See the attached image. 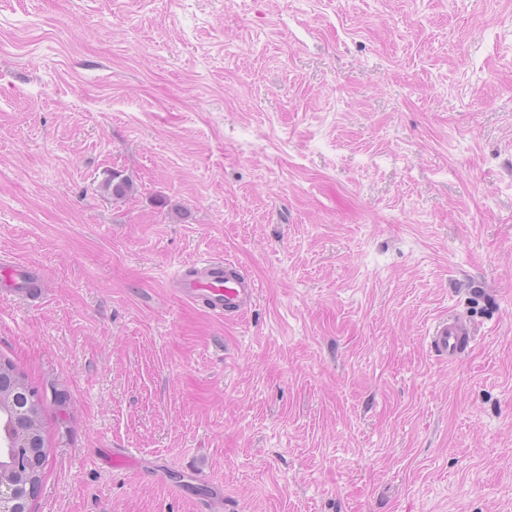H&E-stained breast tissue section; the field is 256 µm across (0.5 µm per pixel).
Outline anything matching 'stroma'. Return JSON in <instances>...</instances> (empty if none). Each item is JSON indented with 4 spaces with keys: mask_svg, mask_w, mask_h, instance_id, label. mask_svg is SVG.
Listing matches in <instances>:
<instances>
[{
    "mask_svg": "<svg viewBox=\"0 0 512 512\" xmlns=\"http://www.w3.org/2000/svg\"><path fill=\"white\" fill-rule=\"evenodd\" d=\"M1 253L35 512H512V0H0ZM33 275L32 271L23 266L13 265L6 259L0 262V288L2 291H9L10 295L38 297L42 294V289L38 294H31L32 288H26L27 281ZM173 291L184 301L201 303L218 316L244 314L257 295L256 283L233 262L201 258L172 278ZM474 335L471 323L456 315L438 318L427 330V342L440 357L459 360Z\"/></svg>",
    "mask_w": 512,
    "mask_h": 512,
    "instance_id": "1",
    "label": "stroma"
}]
</instances>
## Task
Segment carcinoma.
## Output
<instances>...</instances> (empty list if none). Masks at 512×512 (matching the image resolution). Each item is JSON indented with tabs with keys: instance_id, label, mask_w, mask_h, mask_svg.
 Wrapping results in <instances>:
<instances>
[{
	"instance_id": "cac0c4a2",
	"label": "carcinoma",
	"mask_w": 512,
	"mask_h": 512,
	"mask_svg": "<svg viewBox=\"0 0 512 512\" xmlns=\"http://www.w3.org/2000/svg\"><path fill=\"white\" fill-rule=\"evenodd\" d=\"M105 189L112 193V198L116 201H123L136 191L132 179L122 178L117 173L112 174V179L105 183ZM0 387L3 388L6 397V400L0 403V443L7 442L13 435L14 416L23 414L28 422L34 421L37 424L36 433L42 446L21 449L22 457L26 458V466L22 467V473L15 474V477L24 480V487L31 488L32 496L35 497L43 483L50 452L42 420L44 401L25 374L9 360L0 359Z\"/></svg>"
}]
</instances>
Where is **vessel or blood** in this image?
Here are the masks:
<instances>
[{"label":"vessel or blood","instance_id":"vessel-or-blood-1","mask_svg":"<svg viewBox=\"0 0 512 512\" xmlns=\"http://www.w3.org/2000/svg\"><path fill=\"white\" fill-rule=\"evenodd\" d=\"M31 271L0 262V287L18 296L29 295L27 286ZM174 292L184 301L202 304L213 314L237 317L244 314L257 295L255 282L229 260L202 258L175 274L171 281ZM474 334L468 321L456 316L438 318L427 330V342L440 357L459 360Z\"/></svg>","mask_w":512,"mask_h":512}]
</instances>
